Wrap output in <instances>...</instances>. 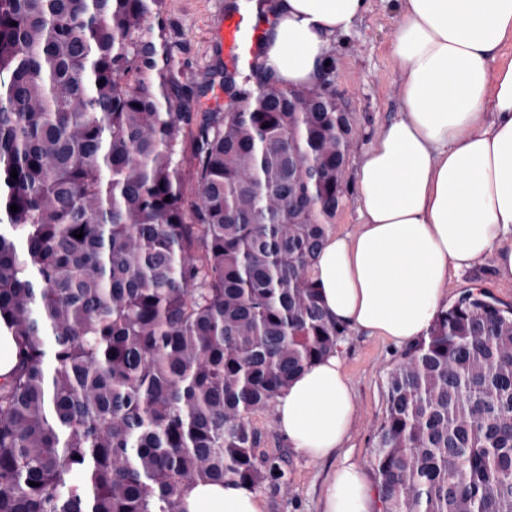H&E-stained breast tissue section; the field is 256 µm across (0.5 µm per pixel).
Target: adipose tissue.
<instances>
[{
    "instance_id": "ef3b65f1",
    "label": "adipose tissue",
    "mask_w": 512,
    "mask_h": 512,
    "mask_svg": "<svg viewBox=\"0 0 512 512\" xmlns=\"http://www.w3.org/2000/svg\"><path fill=\"white\" fill-rule=\"evenodd\" d=\"M398 116L356 170L360 223L329 235L311 276L328 316L403 345L430 328L450 272L493 257L512 282V62H487L512 37V0H398ZM261 63L290 87L317 83L339 36L366 0H275L264 12ZM354 391L339 354L298 373L276 398L290 448L333 461L321 512H373L374 488L351 458H338L352 427ZM186 512H264L231 482L198 483Z\"/></svg>"
}]
</instances>
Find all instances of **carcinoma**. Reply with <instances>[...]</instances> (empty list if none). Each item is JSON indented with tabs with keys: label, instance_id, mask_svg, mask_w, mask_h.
<instances>
[{
	"label": "carcinoma",
	"instance_id": "carcinoma-1",
	"mask_svg": "<svg viewBox=\"0 0 512 512\" xmlns=\"http://www.w3.org/2000/svg\"><path fill=\"white\" fill-rule=\"evenodd\" d=\"M162 6L0 0V324L19 350L0 512L279 488L251 415L347 331L310 268L346 198L351 113L256 65L192 111ZM385 388L382 512H512L511 307L468 290Z\"/></svg>",
	"mask_w": 512,
	"mask_h": 512
}]
</instances>
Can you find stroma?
Returning <instances> with one entry per match:
<instances>
[{
    "instance_id": "stroma-1",
    "label": "stroma",
    "mask_w": 512,
    "mask_h": 512,
    "mask_svg": "<svg viewBox=\"0 0 512 512\" xmlns=\"http://www.w3.org/2000/svg\"><path fill=\"white\" fill-rule=\"evenodd\" d=\"M226 9L227 0H164L165 26L181 82L191 88L203 84L210 87L200 103L204 109L224 103V72L229 65L223 49L213 43L212 32ZM398 22L397 0H369L366 12L351 31L339 37L332 56L341 101L356 123L349 158L351 169L346 173L348 192L334 223L338 232L355 231L359 222L353 166L381 127L398 112L400 76L394 64V31ZM477 286L503 305L512 306V283L500 279L492 258L451 275L448 298L457 300L465 290ZM403 351V346L353 330L347 331L341 341L339 353L355 393L347 445L354 461L362 466L370 464L377 431L385 417L386 376ZM251 421L262 434L264 450L281 457L286 472V485L260 490L265 512H318L328 465L295 454L276 429L272 411L256 412Z\"/></svg>"
}]
</instances>
